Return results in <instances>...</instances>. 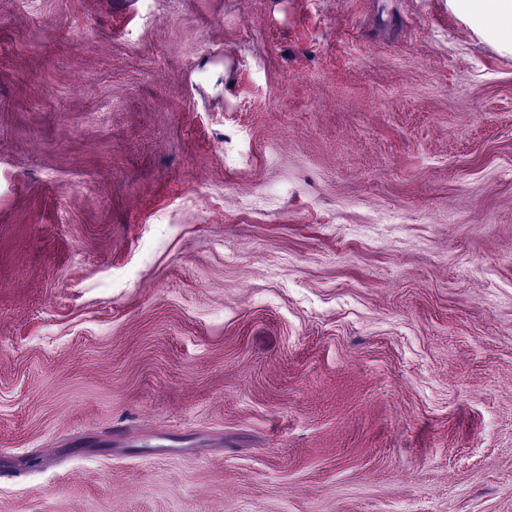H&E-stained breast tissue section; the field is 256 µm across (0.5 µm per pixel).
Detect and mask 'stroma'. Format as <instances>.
<instances>
[{
  "instance_id": "obj_1",
  "label": "stroma",
  "mask_w": 512,
  "mask_h": 512,
  "mask_svg": "<svg viewBox=\"0 0 512 512\" xmlns=\"http://www.w3.org/2000/svg\"><path fill=\"white\" fill-rule=\"evenodd\" d=\"M0 512H512V52L0 0Z\"/></svg>"
}]
</instances>
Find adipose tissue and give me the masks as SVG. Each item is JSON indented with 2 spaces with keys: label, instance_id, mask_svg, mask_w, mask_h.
Returning <instances> with one entry per match:
<instances>
[{
  "label": "adipose tissue",
  "instance_id": "1",
  "mask_svg": "<svg viewBox=\"0 0 512 512\" xmlns=\"http://www.w3.org/2000/svg\"><path fill=\"white\" fill-rule=\"evenodd\" d=\"M448 4L482 39L512 50V0H448Z\"/></svg>",
  "mask_w": 512,
  "mask_h": 512
}]
</instances>
